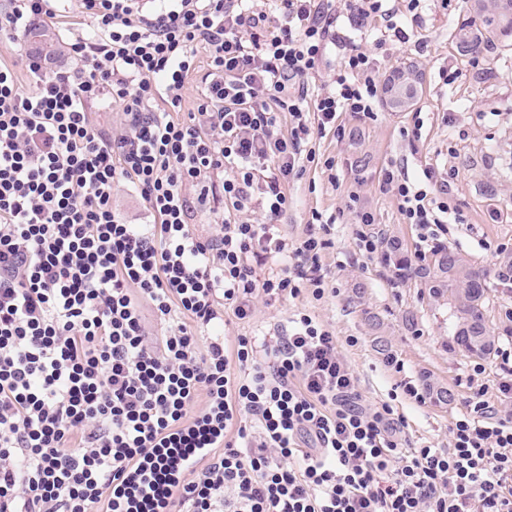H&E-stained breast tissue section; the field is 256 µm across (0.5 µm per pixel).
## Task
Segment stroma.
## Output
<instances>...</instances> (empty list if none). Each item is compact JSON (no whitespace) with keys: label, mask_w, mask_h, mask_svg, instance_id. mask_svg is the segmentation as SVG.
I'll return each instance as SVG.
<instances>
[{"label":"stroma","mask_w":512,"mask_h":512,"mask_svg":"<svg viewBox=\"0 0 512 512\" xmlns=\"http://www.w3.org/2000/svg\"><path fill=\"white\" fill-rule=\"evenodd\" d=\"M476 16L475 0H461L448 17L437 0H431L420 30L425 47L410 43L377 56L382 83L394 68L414 65L421 91L411 107L398 111L381 102L371 118L344 113V136L329 134L316 141L321 156L335 161L339 185L330 184L322 174H308L289 184L291 207L282 226L287 237L300 236L313 211L336 218L329 234L332 245L323 255L326 281L335 287V294L319 302L299 298L268 305L260 300L253 320L227 328L232 336L266 334L297 311L315 314L335 332L365 403L393 402L410 439L437 448L449 445L451 424L471 393L468 374L479 359L464 354L455 343L447 299L433 298L419 282L396 281L377 257L359 252L355 216L346 201L349 192H357L375 217L374 232L398 237L411 251L416 230L402 222L396 201L380 192L378 172L393 160L413 180L429 164L450 173L448 192L463 221L449 225L447 248L486 270L487 328L499 344L512 336V320L505 316L512 308V292H506L497 279L505 256L496 250L499 244H512V170L506 155L512 142V36L484 49L483 76L468 75V59L455 47L454 29ZM446 65L465 72L449 89L438 78L440 67ZM418 115L424 120L422 137L411 144L401 139L399 130ZM351 336L357 337L356 345H348ZM388 354L403 361V373L384 366ZM479 361L486 368L482 382L493 383L494 356ZM406 376L421 385L451 390L453 403L432 399L420 405L399 395L397 386Z\"/></svg>","instance_id":"stroma-1"}]
</instances>
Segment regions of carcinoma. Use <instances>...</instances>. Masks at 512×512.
Returning <instances> with one entry per match:
<instances>
[{"mask_svg": "<svg viewBox=\"0 0 512 512\" xmlns=\"http://www.w3.org/2000/svg\"><path fill=\"white\" fill-rule=\"evenodd\" d=\"M512 35V0H493L491 7H479V23H463L456 29V42L469 55L490 46L496 36ZM381 262L401 281L419 278L430 294L448 297L454 338L461 350L471 355H486L493 346L484 311L488 302L487 273L467 263L459 254L442 252L428 266H412L397 239L381 241Z\"/></svg>", "mask_w": 512, "mask_h": 512, "instance_id": "carcinoma-1", "label": "carcinoma"}]
</instances>
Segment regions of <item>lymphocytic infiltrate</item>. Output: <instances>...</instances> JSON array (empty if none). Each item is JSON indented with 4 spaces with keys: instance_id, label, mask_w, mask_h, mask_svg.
Here are the masks:
<instances>
[{
    "instance_id": "1",
    "label": "lymphocytic infiltrate",
    "mask_w": 512,
    "mask_h": 512,
    "mask_svg": "<svg viewBox=\"0 0 512 512\" xmlns=\"http://www.w3.org/2000/svg\"><path fill=\"white\" fill-rule=\"evenodd\" d=\"M83 2L90 29L55 68L15 42L70 25L55 0L0 12V512H512V343L431 448L391 404H364L315 316L225 333L257 299L324 298L336 219L313 212L288 240L287 187L313 166L337 183L311 141L376 108L377 60L354 40L408 42L426 0ZM104 99L120 108L109 130ZM121 185L151 223L113 208ZM378 185L417 259L462 220L434 167L413 182L391 162Z\"/></svg>"
}]
</instances>
